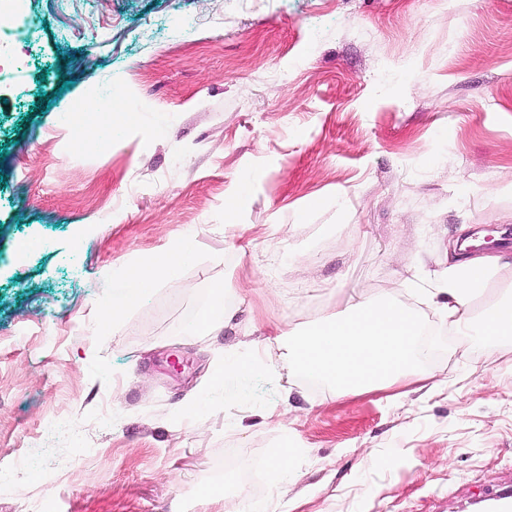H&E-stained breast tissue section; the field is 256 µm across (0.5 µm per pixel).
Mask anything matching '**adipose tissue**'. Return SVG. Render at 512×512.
Segmentation results:
<instances>
[{"mask_svg":"<svg viewBox=\"0 0 512 512\" xmlns=\"http://www.w3.org/2000/svg\"><path fill=\"white\" fill-rule=\"evenodd\" d=\"M194 234H182L162 253L137 257L114 274L112 314L120 316L152 288L174 277L195 255ZM489 280L485 259L465 258L450 266L440 288L428 301L461 335L495 349L512 340V289H502L481 312L472 301L484 295ZM418 317L394 301L359 297L343 317L330 316L300 333L274 326L269 345L282 349L289 373L312 372L334 394L391 387L404 379L426 380L416 363Z\"/></svg>","mask_w":512,"mask_h":512,"instance_id":"ef3b65f1","label":"adipose tissue"}]
</instances>
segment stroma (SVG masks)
Listing matches in <instances>:
<instances>
[{"label": "stroma", "instance_id": "stroma-1", "mask_svg": "<svg viewBox=\"0 0 512 512\" xmlns=\"http://www.w3.org/2000/svg\"><path fill=\"white\" fill-rule=\"evenodd\" d=\"M24 41L0 70V512H477L512 487V343L424 296L467 237L512 289V0H30ZM113 100L133 122L83 109ZM70 113L111 141L81 148ZM187 231L180 276L96 333L113 271ZM218 281L237 315L195 333ZM355 290L410 307L451 386L336 397L276 353L215 383L225 346ZM275 453L270 469L278 483L285 482L288 478V464L293 457V446L288 442H284Z\"/></svg>", "mask_w": 512, "mask_h": 512}]
</instances>
